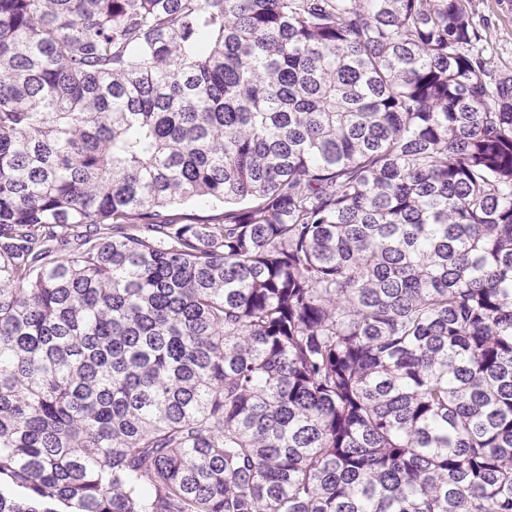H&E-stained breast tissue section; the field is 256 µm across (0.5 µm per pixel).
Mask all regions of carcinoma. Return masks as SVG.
<instances>
[{
    "mask_svg": "<svg viewBox=\"0 0 512 512\" xmlns=\"http://www.w3.org/2000/svg\"><path fill=\"white\" fill-rule=\"evenodd\" d=\"M461 2L0 0V512H512Z\"/></svg>",
    "mask_w": 512,
    "mask_h": 512,
    "instance_id": "carcinoma-1",
    "label": "carcinoma"
}]
</instances>
